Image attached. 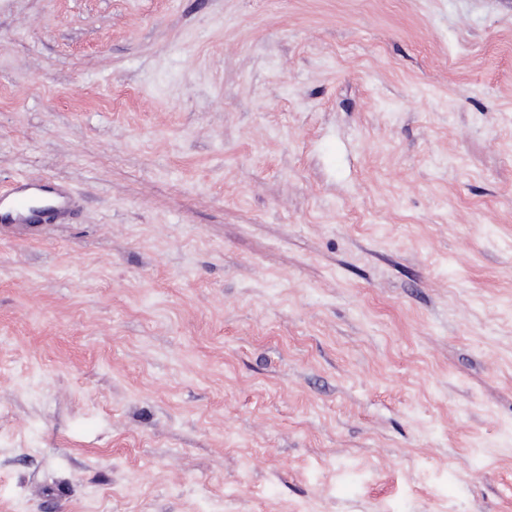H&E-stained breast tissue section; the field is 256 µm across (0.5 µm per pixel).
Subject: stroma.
Instances as JSON below:
<instances>
[{
	"label": "stroma",
	"instance_id": "35a3bbf8",
	"mask_svg": "<svg viewBox=\"0 0 512 512\" xmlns=\"http://www.w3.org/2000/svg\"><path fill=\"white\" fill-rule=\"evenodd\" d=\"M0 512H512V0H0ZM40 188L36 179L23 177L16 179L9 188L0 190V223H27L30 217L27 199L33 190Z\"/></svg>",
	"mask_w": 512,
	"mask_h": 512
}]
</instances>
